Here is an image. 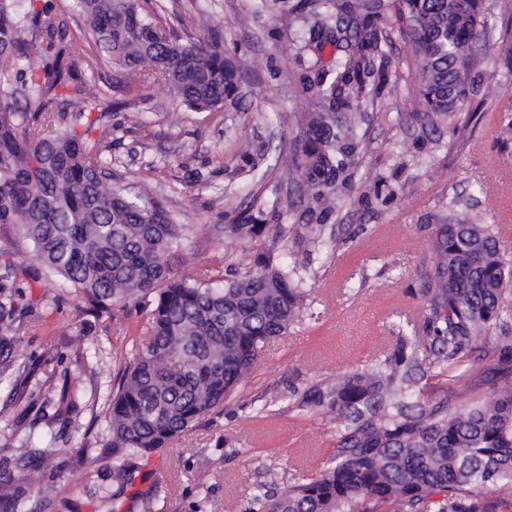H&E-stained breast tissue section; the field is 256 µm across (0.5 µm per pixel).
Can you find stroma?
<instances>
[{"instance_id": "stroma-1", "label": "stroma", "mask_w": 512, "mask_h": 512, "mask_svg": "<svg viewBox=\"0 0 512 512\" xmlns=\"http://www.w3.org/2000/svg\"><path fill=\"white\" fill-rule=\"evenodd\" d=\"M295 2L183 0L179 34L218 32L226 54L243 68L238 108L183 110L173 120L154 111L167 95L154 84L140 88L137 110L111 117L113 171L188 229L189 246L177 262L181 272L220 277L229 267L248 270L262 255L307 266L309 273L310 295L287 336L269 344L223 410L145 462L148 482L168 489L155 512H189L196 500L204 512H243L257 484L286 486L319 472L335 452L334 415L289 403L316 380L371 369L398 335H422L426 311L417 289L434 251L420 227L435 223L450 198L460 197L483 223L498 225L500 249L512 257V139L497 142L492 123L512 110V34L483 54L466 102L448 122L427 114L415 98L410 46L395 19H387L382 47L391 64L379 93L358 100L353 175L330 212L303 216L289 209L301 184L286 157L296 117L309 107L296 60L282 50L303 26L291 10ZM264 153L278 164L262 177L250 167ZM248 215L270 226L301 222L322 225L328 235L342 237L353 228L360 234L334 251L307 239H289L283 248L268 234L248 243L225 235V225ZM54 294L49 287L33 289V297L46 302L19 354L54 346L60 357L43 366L42 376L66 370L78 393L94 387L108 393L113 357L141 337L142 315L114 312L93 335L82 336L74 302L54 301ZM80 348L90 352L83 370L73 362ZM266 402L270 410L257 412ZM111 482L108 459L95 476L73 471L64 502L50 512H95L90 488Z\"/></svg>"}]
</instances>
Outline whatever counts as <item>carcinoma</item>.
Wrapping results in <instances>:
<instances>
[{
    "mask_svg": "<svg viewBox=\"0 0 512 512\" xmlns=\"http://www.w3.org/2000/svg\"><path fill=\"white\" fill-rule=\"evenodd\" d=\"M171 0H0V227L14 231L32 267L0 265V385L22 408L75 424L78 404L68 375L38 381L18 362L17 341L39 319L42 299L25 289L56 279L62 295L92 321L116 310L146 314L145 336L115 356L112 389L84 408L100 413L103 435L76 448L47 443L12 420L0 442V512H39L64 492L70 473L112 459L118 489L98 487L101 512H150L165 491L134 489L136 461L147 459L224 407L270 341L288 333L307 300L306 270L259 261L216 280L176 268L183 225L143 193L112 180L114 108H134L136 90L167 87L156 108L219 112L242 98L244 78L215 38L183 40L164 23ZM411 46L415 91L427 111L451 119L470 91L478 50L496 35L486 0H303L311 21L288 41L311 107L297 117L292 165L307 208H330L331 195L355 164L361 113L350 100L387 67L375 24L387 8ZM89 34L71 48V19ZM353 33L349 53L324 64L325 44ZM124 98L114 100L116 93ZM446 224H429L435 251L421 283L426 343L409 336L371 370L342 381L311 383L298 408L336 412V452L314 476L280 491L258 484L244 512H512V392L487 400L469 364L473 336L512 376V259L493 224L477 222L459 201ZM260 224L224 233L250 241ZM303 225L276 224L284 244ZM45 470L40 487L19 473Z\"/></svg>",
    "mask_w": 512,
    "mask_h": 512,
    "instance_id": "cac0c4a2",
    "label": "carcinoma"
}]
</instances>
